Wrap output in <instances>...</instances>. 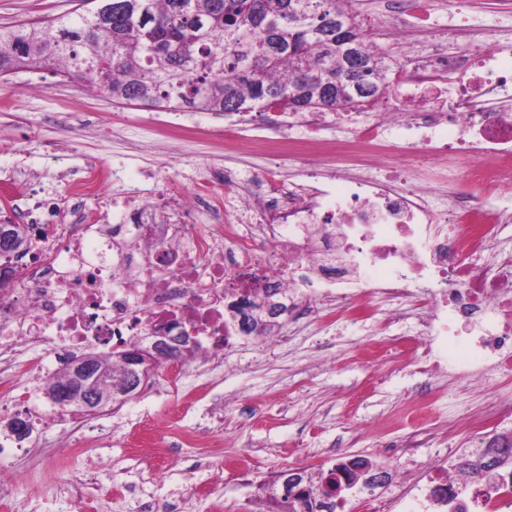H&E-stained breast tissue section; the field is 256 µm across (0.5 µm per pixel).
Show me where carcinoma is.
I'll list each match as a JSON object with an SVG mask.
<instances>
[{
    "instance_id": "1",
    "label": "carcinoma",
    "mask_w": 512,
    "mask_h": 512,
    "mask_svg": "<svg viewBox=\"0 0 512 512\" xmlns=\"http://www.w3.org/2000/svg\"><path fill=\"white\" fill-rule=\"evenodd\" d=\"M75 16L0 26V77L59 65L58 74L112 97L171 111L253 112L272 102L286 112L346 111L356 96L376 94L386 65L364 46L357 15L340 0H91ZM315 26L343 18L347 31L312 34L288 22L293 12ZM252 320L241 325L261 335L275 326L284 306L245 297ZM112 379L136 380L139 364L106 354ZM338 460L318 480L304 475L271 487L279 512H316L336 499ZM458 471L500 488L512 481V430L460 457Z\"/></svg>"
}]
</instances>
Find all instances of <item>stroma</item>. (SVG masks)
<instances>
[{
    "label": "stroma",
    "mask_w": 512,
    "mask_h": 512,
    "mask_svg": "<svg viewBox=\"0 0 512 512\" xmlns=\"http://www.w3.org/2000/svg\"><path fill=\"white\" fill-rule=\"evenodd\" d=\"M464 16L488 26L512 25V0H467ZM80 0H0V26L53 18ZM453 0H432L428 21L410 39L428 43L459 16ZM149 108L119 104L52 69L0 80V176L28 178L33 191L67 198L78 166L111 172L106 191L145 193L154 181L177 182L192 192L201 168L235 156L242 175L272 166L251 136L224 144V118L183 120L178 130L149 133ZM303 309L282 321L279 340L262 339L224 356V363L190 376L179 393L164 371L132 400L96 420L103 436L80 443L64 419L45 427L30 452L1 453L12 477L11 512H72L67 486L82 477L86 512H270L267 484L280 472L315 474L340 457L360 456L425 482L434 458L485 445L512 430V377L475 382L448 369L431 376L423 359L402 341L417 323L384 316L356 324L317 318ZM221 432L224 444L182 447L185 433ZM428 440L406 448L413 430ZM111 463L96 472L98 459Z\"/></svg>",
    "instance_id": "1"
}]
</instances>
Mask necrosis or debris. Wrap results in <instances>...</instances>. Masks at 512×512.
<instances>
[{"mask_svg": "<svg viewBox=\"0 0 512 512\" xmlns=\"http://www.w3.org/2000/svg\"><path fill=\"white\" fill-rule=\"evenodd\" d=\"M457 47L397 55L384 93L360 98L353 112H261L224 116V142L253 128L272 154L307 165L303 178L242 181L235 168L202 170L193 193L166 184L145 197L107 195L98 169L85 167L74 187L84 204L111 214L107 225L85 214L57 223V197L41 195L40 224L23 288L0 295V411L41 426L57 405L36 399L74 357L91 347L149 346L188 338L200 352L222 354L245 339L227 323L228 298L270 292L294 306L312 288L350 321L376 318L381 305L425 296L427 314L414 344L433 359L427 372L453 365L470 376L474 360L493 359L512 373V257L473 260L486 224H511L512 209L488 210L486 192L512 196V27L462 23ZM390 150L401 168L377 159ZM447 162L471 188L419 181L421 168ZM231 190L257 212L254 224H198L196 213ZM168 223H153L156 207ZM462 322L471 359H453L448 333ZM459 491L465 512H512V493L463 480L449 458L428 468L423 493L400 484L401 512Z\"/></svg>", "mask_w": 512, "mask_h": 512, "instance_id": "1", "label": "necrosis or debris"}]
</instances>
